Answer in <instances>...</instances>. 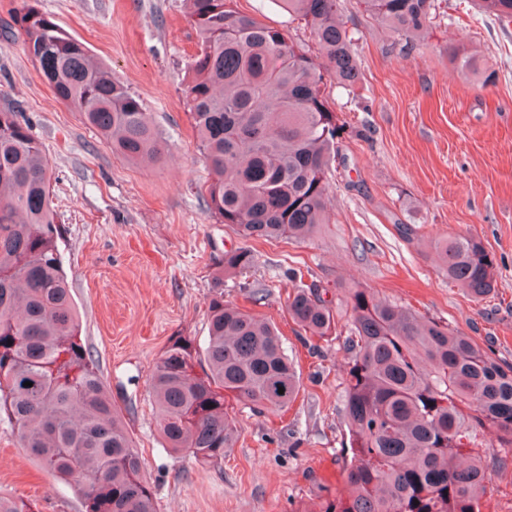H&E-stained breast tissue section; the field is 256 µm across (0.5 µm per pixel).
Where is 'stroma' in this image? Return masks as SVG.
<instances>
[{"instance_id": "1", "label": "stroma", "mask_w": 512, "mask_h": 512, "mask_svg": "<svg viewBox=\"0 0 512 512\" xmlns=\"http://www.w3.org/2000/svg\"><path fill=\"white\" fill-rule=\"evenodd\" d=\"M237 11L288 30L314 49L310 30L272 0H234ZM144 103L165 142L140 165L56 100L19 38H0V106L29 121L51 171L58 248L81 325L156 499L157 512H318L343 489L348 457L344 337L309 338L288 314V271L304 284L346 282L435 318L512 363V24L476 0H442L427 35L405 44L342 0L360 82L325 81L343 132L330 180V220L305 241L252 242L256 265L224 278V300L273 322L300 376L283 412L235 409L239 438L222 463L167 452L151 397L154 363L175 339L203 343L224 253L241 236L206 205L211 170L189 114L196 32L184 0H39ZM477 69L460 68L462 55ZM472 235L497 263L482 301L449 281L430 248ZM221 276V275H220ZM492 482L482 512H512V449L483 432ZM0 496L32 512H83L73 488L22 448L0 413Z\"/></svg>"}]
</instances>
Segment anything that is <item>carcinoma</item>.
<instances>
[{
    "label": "carcinoma",
    "mask_w": 512,
    "mask_h": 512,
    "mask_svg": "<svg viewBox=\"0 0 512 512\" xmlns=\"http://www.w3.org/2000/svg\"><path fill=\"white\" fill-rule=\"evenodd\" d=\"M197 34L187 99L212 170L208 207L247 240L304 241L329 220L328 191L340 128L322 86L360 79L340 0H278L310 27L323 64L288 32L233 8L185 0ZM364 12L409 40L421 38L435 0H360ZM512 22V0H480ZM18 35L58 100L112 150L156 160L160 133L138 96L80 40L23 0ZM49 162L29 123L0 109V412L51 474L74 482L85 512H157L144 464L79 334L50 205ZM448 279L476 300L494 292L495 258L473 236L434 243ZM256 262L249 247L224 252L225 274ZM209 304L208 336L175 340L150 379L166 446L218 463L238 438L234 404L282 411L300 378L277 328L224 302ZM301 285L288 311L305 334L327 340L349 313L344 414L351 459L344 491L319 512H482L491 483L481 431L512 448V364L470 337L365 288ZM284 393H278L279 388Z\"/></svg>",
    "instance_id": "obj_1"
}]
</instances>
